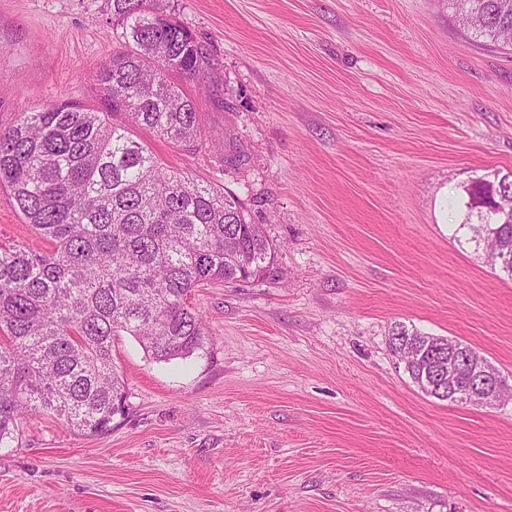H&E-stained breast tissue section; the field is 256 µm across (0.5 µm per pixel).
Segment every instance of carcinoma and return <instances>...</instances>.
<instances>
[{"instance_id":"obj_1","label":"carcinoma","mask_w":512,"mask_h":512,"mask_svg":"<svg viewBox=\"0 0 512 512\" xmlns=\"http://www.w3.org/2000/svg\"><path fill=\"white\" fill-rule=\"evenodd\" d=\"M106 2L124 49L98 68L99 105L23 106L0 130V188L47 244H0V446L23 417L43 412L83 435L112 430L125 395L113 337H136L158 361L204 353L192 291L277 273L276 247L239 199L170 170L132 137L133 125L183 150L208 147L183 83L206 86L209 49L162 0ZM448 9L486 45L512 47V0H448ZM247 159L229 139L224 169ZM463 207L456 232L468 241H512V173L472 182ZM486 257L512 277V251ZM407 344L425 348L405 368L425 393L448 345L398 323L391 350L399 356Z\"/></svg>"}]
</instances>
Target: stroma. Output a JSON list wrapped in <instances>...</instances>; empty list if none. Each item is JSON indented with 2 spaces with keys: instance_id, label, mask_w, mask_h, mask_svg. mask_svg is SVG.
Segmentation results:
<instances>
[{
  "instance_id": "stroma-1",
  "label": "stroma",
  "mask_w": 512,
  "mask_h": 512,
  "mask_svg": "<svg viewBox=\"0 0 512 512\" xmlns=\"http://www.w3.org/2000/svg\"><path fill=\"white\" fill-rule=\"evenodd\" d=\"M214 58L211 143L144 136L235 194L283 278L196 289L205 354L114 337L125 411L103 435L26 417L0 447V512H512V400L427 396L395 324L462 341L512 386V279L456 228L471 181L512 172V51L446 0H163ZM106 0H0V128L96 101ZM245 144L224 170L226 137ZM0 242L38 246L0 190Z\"/></svg>"
}]
</instances>
